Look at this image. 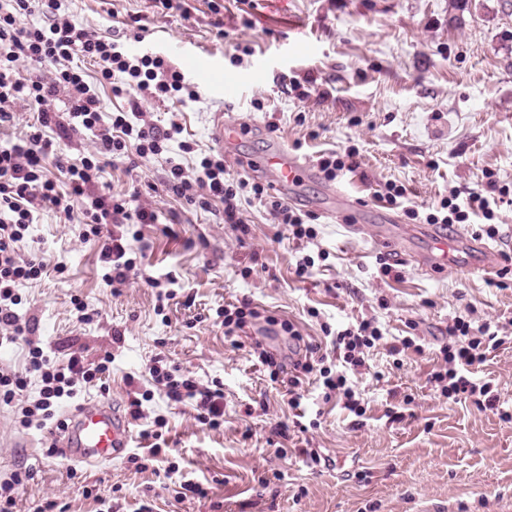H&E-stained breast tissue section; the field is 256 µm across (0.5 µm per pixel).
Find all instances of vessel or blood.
Returning a JSON list of instances; mask_svg holds the SVG:
<instances>
[{
	"instance_id": "vessel-or-blood-1",
	"label": "vessel or blood",
	"mask_w": 512,
	"mask_h": 512,
	"mask_svg": "<svg viewBox=\"0 0 512 512\" xmlns=\"http://www.w3.org/2000/svg\"><path fill=\"white\" fill-rule=\"evenodd\" d=\"M257 165L268 172L275 186L283 191L296 181L315 174L311 165L300 162L284 146L263 156ZM465 242V236L460 234L437 236L433 262L457 264ZM130 438L128 425L109 407L85 406L74 416L72 426L64 438L65 454L78 462L101 464L121 457Z\"/></svg>"
}]
</instances>
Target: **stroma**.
I'll return each mask as SVG.
<instances>
[{"mask_svg":"<svg viewBox=\"0 0 512 512\" xmlns=\"http://www.w3.org/2000/svg\"><path fill=\"white\" fill-rule=\"evenodd\" d=\"M172 13L155 0H62L60 13L100 35L113 27L139 33L137 52H157L182 67V53L217 61L222 74L251 81L246 96L226 103L205 75L187 72L197 100H148L157 126L179 124L191 153L158 157L136 172L117 158L104 174L111 194L139 192V202L162 213L158 224L121 226L142 276L113 288L102 280L97 241L82 225L43 209L18 243L22 257L45 264L41 279L19 285L18 313L57 359L71 352L97 361L111 353L101 380L87 384L58 411L66 419L85 405L126 414L130 393L153 387L156 359L190 371L203 387L224 388V424L199 423L190 407L156 394L141 419L130 420L131 453L142 430L166 422L168 448L149 468L129 455L90 467L46 454L36 429L15 427L0 406V476L30 469L14 512H37L54 498L66 512H512V348L498 350L482 376L500 396L498 410H480L441 396L429 374L448 325L462 317L488 322L512 336V288L491 286L482 269L501 268L512 256V203H501L500 241L491 254L476 247L475 225L459 226L470 242L458 267L428 262L430 225L409 219L373 198L392 181L407 189L408 206H435L450 191L476 188L484 172L512 189V0H184ZM262 109H255V102ZM248 126L237 141L218 147L217 120ZM293 148L301 162L352 148L355 173L329 181L304 179L288 190V203L315 215L318 238L292 239L272 224L258 202L243 204L249 235L225 223L224 208L190 206L166 194L170 162L193 171L198 158L223 154L232 174L268 183L259 159L273 145ZM351 205L334 207V191ZM326 251L319 259L318 251ZM314 274L295 275L304 255ZM395 263L381 276L377 257ZM161 280L148 287L144 276ZM174 299L157 306L158 290ZM80 297L95 317L82 323L71 303ZM296 324L305 340L375 321L383 340L369 351V368L353 381L367 411L355 417L311 387L306 432L273 437L292 422L285 389L250 354L261 341L276 358L288 355L280 327L259 319L233 343L216 311L242 298ZM416 335L422 352L394 363L389 345ZM289 449L275 454L276 446ZM323 465L309 468L303 449ZM179 472L168 475L169 466ZM209 489L204 499L177 500L181 479ZM91 487L94 498L83 495Z\"/></svg>","mask_w":512,"mask_h":512,"instance_id":"1","label":"stroma"}]
</instances>
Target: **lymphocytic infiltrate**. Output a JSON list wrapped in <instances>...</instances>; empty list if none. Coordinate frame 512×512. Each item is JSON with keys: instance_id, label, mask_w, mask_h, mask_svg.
<instances>
[{"instance_id": "lymphocytic-infiltrate-1", "label": "lymphocytic infiltrate", "mask_w": 512, "mask_h": 512, "mask_svg": "<svg viewBox=\"0 0 512 512\" xmlns=\"http://www.w3.org/2000/svg\"><path fill=\"white\" fill-rule=\"evenodd\" d=\"M60 0H0V127L14 120V107L37 108L39 115L32 130L17 141L0 142V346L24 341L28 361L24 370L0 367V403L14 408L15 422L54 434L64 430L65 420L57 418L58 405L73 399L83 385L108 371L111 355L97 364L86 363L78 354L65 361L51 359L39 339L28 336L17 308L22 298L17 286L41 278L45 266L36 259H22L16 245L27 234L36 213L49 207L65 216H77L83 224L84 237L102 238L103 281L107 285L124 284L138 274L137 260L131 246L119 235H103L107 224H155V210L133 205L131 199L99 189L105 170V155L128 159L131 168H139L151 158L169 152L178 141L179 124L161 130L147 120L142 108L144 98L179 100L185 90V76L160 55L133 56L122 51L114 39L76 27L59 16ZM41 13L43 23H27L26 18ZM93 61L98 67L95 81H88L84 71L74 65V57ZM50 65V75L42 80L27 81L17 75L19 61ZM111 82L114 95L126 98L127 110L113 113L110 123H103L99 86ZM61 95L68 102L64 112L48 109L49 98ZM92 131L96 148L80 164L68 163L56 148L51 129ZM64 172L66 188H59L50 172ZM482 189L471 191L466 203H459L457 193H450L426 215L408 209L411 218H424L429 224H468L481 219V231L488 238L498 237L497 214L489 193L506 196L507 188L498 187L493 173L483 175ZM167 192L191 204L208 206L219 201L224 207V221L240 223V204L258 200L273 223L290 228L298 240H315L318 232L310 224L309 214L294 211L281 198L268 193L265 186L245 178L227 175L220 155L202 157L194 178H187L182 164L171 163L165 180ZM330 353L321 344L304 343V352L295 360L278 361L261 342H253L251 353L281 382L288 393V407L296 416H304L303 402L312 374H319L325 397H336L343 408L355 416L365 409L351 381L352 374L366 365L365 352L383 338L382 331L370 321L361 320L347 327L331 330ZM504 338L492 331L490 324L472 325L464 318H454L448 327V341L439 350L438 365L430 381L443 397L456 402H472L484 410L497 409L499 397L490 383L475 379L474 373L490 353L503 346ZM155 387L171 402L192 406L197 420L217 428L224 422L222 389L200 386L193 376L179 368L155 364L149 369ZM40 387L34 399L24 398L30 380Z\"/></svg>"}]
</instances>
